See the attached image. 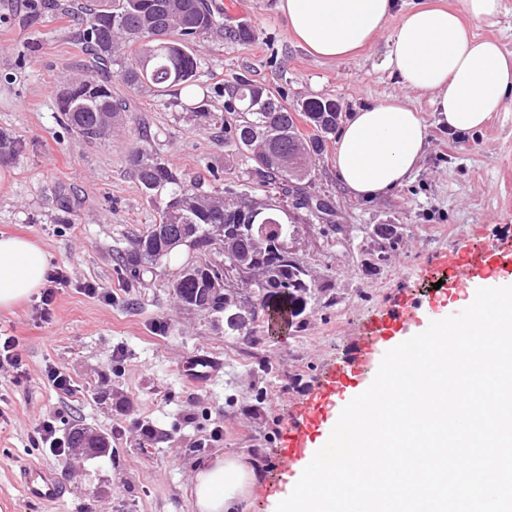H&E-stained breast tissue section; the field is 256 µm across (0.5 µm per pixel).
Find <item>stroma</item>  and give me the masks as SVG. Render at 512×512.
Segmentation results:
<instances>
[{
	"instance_id": "1",
	"label": "stroma",
	"mask_w": 512,
	"mask_h": 512,
	"mask_svg": "<svg viewBox=\"0 0 512 512\" xmlns=\"http://www.w3.org/2000/svg\"><path fill=\"white\" fill-rule=\"evenodd\" d=\"M65 2L0 0V133L20 144L0 163L10 176L0 189V233L33 239L69 276L50 321L38 319L31 301L0 311V334L18 337L26 372L19 379L0 369V512H193L194 466L218 452L259 465L241 512H272L283 498L270 489L281 434L324 370L351 357L364 324L401 301L455 306L435 267L512 227V102L482 131L452 135L436 124L428 96L404 89L386 69L388 34L355 56L319 60L290 34L277 0H217L224 31L195 45L209 111L223 112L225 83L243 74L292 103L333 99L344 116L399 97L429 125L417 170L372 201L353 198L338 178L335 141L311 158L312 189L328 196L333 216L300 221L292 250L322 290L282 334L228 336L223 314L190 308L174 294L180 266L162 262L140 279L126 274L124 254L158 216L131 155L146 147L207 191L215 188L212 172L239 184L251 163L175 96L137 93L117 77L112 94L132 108L109 133L88 142L67 127L59 92L89 73L80 16ZM240 27L251 40L233 38ZM377 224L402 233L382 262ZM87 281L100 295L82 292ZM196 353L219 364L202 384L183 372ZM51 367L70 377V393L48 381ZM42 419L62 436L74 426L104 434L111 457L82 460L35 447L31 434ZM136 420L152 436L133 428ZM218 425L223 438L194 449ZM31 464L53 469L67 490L64 504L24 496L15 475Z\"/></svg>"
}]
</instances>
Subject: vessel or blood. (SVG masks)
<instances>
[{
    "label": "vessel or blood",
    "instance_id": "1",
    "mask_svg": "<svg viewBox=\"0 0 512 512\" xmlns=\"http://www.w3.org/2000/svg\"><path fill=\"white\" fill-rule=\"evenodd\" d=\"M444 267L448 271L449 287L460 292L479 279H510L512 240L478 245L458 252L452 260L445 262ZM417 317V306L402 303L388 316L365 326L352 357L326 373L299 416L289 422L281 437V453L276 464L279 475H287L296 462L312 457L324 424L337 422L340 416L341 395L346 389L365 384V374L377 354L397 340L401 333L410 330ZM216 366V361L209 355L195 354L187 361L184 375L191 382L204 383L214 375ZM20 483L31 500L54 505L64 500L60 483L47 468L33 466L24 469Z\"/></svg>",
    "mask_w": 512,
    "mask_h": 512
}]
</instances>
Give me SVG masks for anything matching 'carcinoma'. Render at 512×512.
Returning a JSON list of instances; mask_svg holds the SVG:
<instances>
[{
	"label": "carcinoma",
	"instance_id": "cac0c4a2",
	"mask_svg": "<svg viewBox=\"0 0 512 512\" xmlns=\"http://www.w3.org/2000/svg\"><path fill=\"white\" fill-rule=\"evenodd\" d=\"M82 14L79 36L90 50L95 75L75 84L80 93L59 99L67 124L87 140L107 132L108 116L127 111L112 100V65L132 89L158 94L186 91L196 96L198 61L192 43L202 35L223 30L220 13L211 0H88L78 4ZM224 113L215 115L199 105L200 117L224 124V140L249 157L255 167L248 183L224 185L214 194L201 181L185 180L143 147L132 153L134 175L154 201L164 198L156 224L137 237L124 266L137 279L146 265L190 241L203 258L184 268L172 284L188 306L207 293V308L224 312V334L243 328L268 331L272 317L297 318L315 296V281L288 248L298 235L296 217L277 204H256L257 213L243 212L249 185L274 189L291 211L324 221L332 215L330 200L312 194L310 158L322 154L336 133L340 112L332 99L301 100L288 104L279 94L245 75L224 84ZM304 118L311 132L298 126ZM222 244L223 259L207 257L211 246ZM241 269L247 279L241 287L253 301L248 322L240 312L229 274ZM274 316H269V313Z\"/></svg>",
	"mask_w": 512,
	"mask_h": 512
}]
</instances>
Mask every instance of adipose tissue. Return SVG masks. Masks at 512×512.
Wrapping results in <instances>:
<instances>
[{
    "label": "adipose tissue",
    "instance_id": "obj_1",
    "mask_svg": "<svg viewBox=\"0 0 512 512\" xmlns=\"http://www.w3.org/2000/svg\"><path fill=\"white\" fill-rule=\"evenodd\" d=\"M398 0H278L290 33L313 55L338 60L388 34L386 66L403 86L429 96L439 124L452 133L481 130L512 100V53L478 38L470 21L497 16L501 0H460L459 7L420 4L388 31ZM417 109L393 98L351 113L333 156L352 197L372 200L401 186L428 145ZM48 258L27 238L0 235V309L37 295L46 284ZM255 471L221 453L196 465L195 512H237Z\"/></svg>",
    "mask_w": 512,
    "mask_h": 512
}]
</instances>
